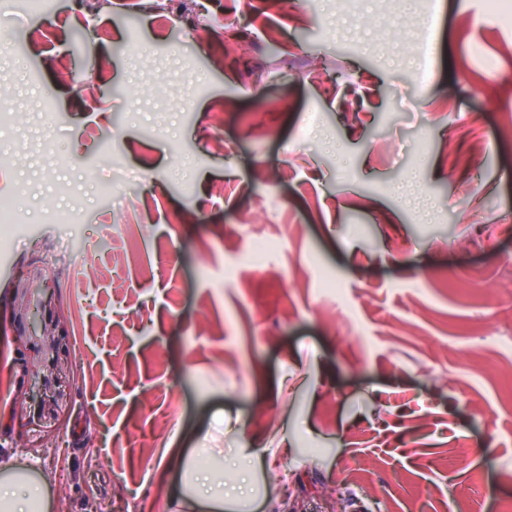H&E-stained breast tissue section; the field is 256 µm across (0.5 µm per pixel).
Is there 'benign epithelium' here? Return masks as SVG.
Segmentation results:
<instances>
[{"label": "benign epithelium", "mask_w": 512, "mask_h": 512, "mask_svg": "<svg viewBox=\"0 0 512 512\" xmlns=\"http://www.w3.org/2000/svg\"><path fill=\"white\" fill-rule=\"evenodd\" d=\"M34 290L21 278L17 284V298L24 304L25 316L33 315ZM59 320L48 319L36 324L34 332L24 337L25 349L30 352L29 360L20 365L22 377L34 381L56 382L55 390L38 405L37 418L47 419L67 404L68 392L64 385L65 368L69 362V339L57 332Z\"/></svg>", "instance_id": "7a95c632"}]
</instances>
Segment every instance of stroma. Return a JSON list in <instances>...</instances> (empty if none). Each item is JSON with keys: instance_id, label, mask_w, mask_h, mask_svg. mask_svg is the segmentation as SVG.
I'll use <instances>...</instances> for the list:
<instances>
[{"instance_id": "obj_1", "label": "stroma", "mask_w": 512, "mask_h": 512, "mask_svg": "<svg viewBox=\"0 0 512 512\" xmlns=\"http://www.w3.org/2000/svg\"><path fill=\"white\" fill-rule=\"evenodd\" d=\"M87 2L0 0V466L49 512H178L171 457L243 451L261 466L236 512H499L512 26L493 0ZM21 275L83 341L51 426L18 372Z\"/></svg>"}]
</instances>
